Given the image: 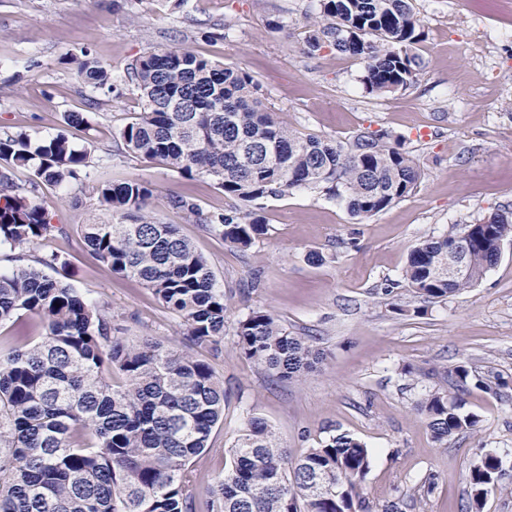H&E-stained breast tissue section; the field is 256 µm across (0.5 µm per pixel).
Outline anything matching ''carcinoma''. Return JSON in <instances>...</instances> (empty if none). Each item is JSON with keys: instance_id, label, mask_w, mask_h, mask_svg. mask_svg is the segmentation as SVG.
Returning <instances> with one entry per match:
<instances>
[{"instance_id": "obj_1", "label": "carcinoma", "mask_w": 512, "mask_h": 512, "mask_svg": "<svg viewBox=\"0 0 512 512\" xmlns=\"http://www.w3.org/2000/svg\"><path fill=\"white\" fill-rule=\"evenodd\" d=\"M307 26L304 53L331 46L363 60L370 94L414 78L419 23L410 0H317ZM70 63L94 91L122 94L89 52ZM124 83L134 85L142 105L119 131L125 150L183 177H206L237 202L206 213L190 196L168 198L169 207L229 246L246 249L265 235V201L292 189L317 190L368 218L412 194L421 178L417 160L384 142L385 134L346 144L301 135L263 103L250 73L186 49L144 53ZM93 165L90 152L63 134H0V249L19 261L0 272V326L16 329L0 338V512H369L356 493L372 463L364 442L334 433L295 458L257 417L228 449L230 466L209 497L196 503L191 462L209 450L224 416V383L213 366L155 337L128 341L109 308L44 272L65 260L43 250V241L68 229L50 222L38 188L88 179ZM17 168L33 171L29 187L15 182ZM92 191L112 222L82 225L85 250L110 274L151 290L180 318L188 344L218 346L228 327L224 289L177 226L157 218L151 183H98ZM509 239L512 210L504 209L469 237L452 229L414 246L403 279L423 299L443 300L474 287L498 262V241ZM451 245L462 248L469 267L453 279ZM232 332L241 354L278 379L300 381L321 359L264 310L241 316ZM450 378L453 394L430 392L415 405L438 442L477 428L476 416L463 411L471 387L495 393L501 386L499 377L475 374L463 362ZM500 472L491 453L472 466L469 512H482Z\"/></svg>"}]
</instances>
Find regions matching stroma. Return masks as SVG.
<instances>
[{"label":"stroma","mask_w":512,"mask_h":512,"mask_svg":"<svg viewBox=\"0 0 512 512\" xmlns=\"http://www.w3.org/2000/svg\"><path fill=\"white\" fill-rule=\"evenodd\" d=\"M421 36L407 87L366 92L361 60L324 47L303 52L316 0H0V132L44 138L63 132L76 148L112 159L92 181L141 178L153 209L210 262L230 303L229 320L272 313L324 357L301 382L277 380L242 356L232 335L218 351L194 348L224 381V419L196 457L195 496L204 500L250 417L265 419L294 456L332 432H348L372 453L362 493L372 512H465L467 476L487 452L502 461L500 490L483 512H512V243L481 282L441 302L401 286L409 251L421 240L479 223L512 206V0H411ZM180 47L248 71L265 104L301 134L338 142L384 131L404 141L422 177L410 196L357 221L345 202L293 189L265 203L268 233L246 249L225 245L166 203L188 195L207 212L232 201L209 179H186L122 150L115 134L141 108L92 92L69 65L89 51L113 76L154 47ZM89 123L65 127L63 115ZM90 181L43 185L38 196L65 237L45 241L66 266L54 273L108 307L122 335L153 336L183 348L180 320L152 292L110 276L80 245V228L107 223ZM323 256L309 262V253ZM467 363L494 373L498 394L471 389L465 412L478 431L434 441L414 406L447 391L448 370Z\"/></svg>","instance_id":"35a3bbf8"}]
</instances>
